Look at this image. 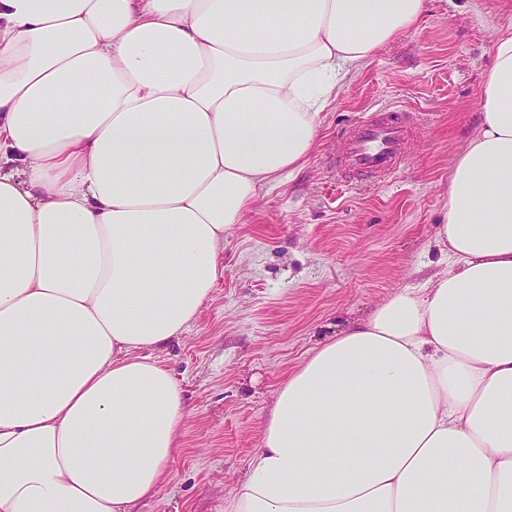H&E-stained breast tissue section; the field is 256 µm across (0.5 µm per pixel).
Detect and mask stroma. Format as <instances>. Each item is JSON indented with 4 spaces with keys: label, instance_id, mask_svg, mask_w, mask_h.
<instances>
[{
    "label": "stroma",
    "instance_id": "35a3bbf8",
    "mask_svg": "<svg viewBox=\"0 0 512 512\" xmlns=\"http://www.w3.org/2000/svg\"><path fill=\"white\" fill-rule=\"evenodd\" d=\"M512 0H427L417 27L347 79L306 166L224 233V274L199 319L156 357L189 414L169 479L138 512H224L276 391L309 349L437 267L451 159L478 124L495 38ZM425 115L410 166L369 187L326 164L338 133L378 104Z\"/></svg>",
    "mask_w": 512,
    "mask_h": 512
}]
</instances>
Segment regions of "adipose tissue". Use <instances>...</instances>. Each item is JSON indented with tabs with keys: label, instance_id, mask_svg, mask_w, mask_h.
Returning <instances> with one entry per match:
<instances>
[{
	"label": "adipose tissue",
	"instance_id": "ef3b65f1",
	"mask_svg": "<svg viewBox=\"0 0 512 512\" xmlns=\"http://www.w3.org/2000/svg\"><path fill=\"white\" fill-rule=\"evenodd\" d=\"M427 0H0V512H134L187 417L153 349ZM439 269L281 384L228 512H512V32Z\"/></svg>",
	"mask_w": 512,
	"mask_h": 512
}]
</instances>
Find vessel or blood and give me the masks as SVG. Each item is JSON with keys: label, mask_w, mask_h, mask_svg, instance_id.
<instances>
[{"label": "vessel or blood", "mask_w": 512, "mask_h": 512, "mask_svg": "<svg viewBox=\"0 0 512 512\" xmlns=\"http://www.w3.org/2000/svg\"><path fill=\"white\" fill-rule=\"evenodd\" d=\"M417 129L413 112L388 106L367 109L347 127L329 165L355 186L388 178L405 165Z\"/></svg>", "instance_id": "obj_1"}]
</instances>
